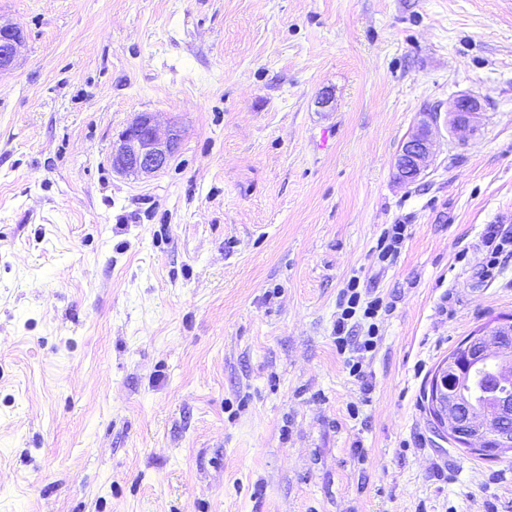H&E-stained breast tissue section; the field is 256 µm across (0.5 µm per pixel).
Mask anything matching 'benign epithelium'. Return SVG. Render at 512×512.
Wrapping results in <instances>:
<instances>
[{
  "label": "benign epithelium",
  "mask_w": 512,
  "mask_h": 512,
  "mask_svg": "<svg viewBox=\"0 0 512 512\" xmlns=\"http://www.w3.org/2000/svg\"><path fill=\"white\" fill-rule=\"evenodd\" d=\"M24 29L0 21V74L14 68L25 46ZM476 97L461 94L451 113L455 128H468L479 114ZM416 132L403 141L396 159L397 177L414 182L427 167L432 154L429 112ZM181 139L173 127L160 136L154 116L137 115L119 135L112 149V168L119 174L152 176L166 170L174 159ZM465 358L450 356L432 377L429 401L436 428L456 443L484 455H497L512 444V434L502 429L512 418V322H495L467 337Z\"/></svg>",
  "instance_id": "benign-epithelium-1"
}]
</instances>
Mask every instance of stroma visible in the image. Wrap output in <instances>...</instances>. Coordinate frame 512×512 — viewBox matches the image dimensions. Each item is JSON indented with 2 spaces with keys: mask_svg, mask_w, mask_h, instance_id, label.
<instances>
[{
  "mask_svg": "<svg viewBox=\"0 0 512 512\" xmlns=\"http://www.w3.org/2000/svg\"><path fill=\"white\" fill-rule=\"evenodd\" d=\"M0 512H512L426 392L512 317V0H0ZM461 94L482 106L452 132ZM165 171L112 168L139 113ZM437 115L433 156L395 175ZM394 224V257L378 242ZM379 299L338 349L343 291ZM361 363V376L350 372ZM25 40L22 27L16 23L2 22L0 18V74L14 68ZM431 122L437 115L427 112ZM431 122L423 120L416 132L403 141L396 159L397 177L404 183L414 182L427 167L433 148ZM487 256L485 273H493L498 266L499 257L512 252V231L500 226H492L486 235Z\"/></svg>",
  "mask_w": 512,
  "mask_h": 512,
  "instance_id": "obj_1",
  "label": "stroma"
}]
</instances>
